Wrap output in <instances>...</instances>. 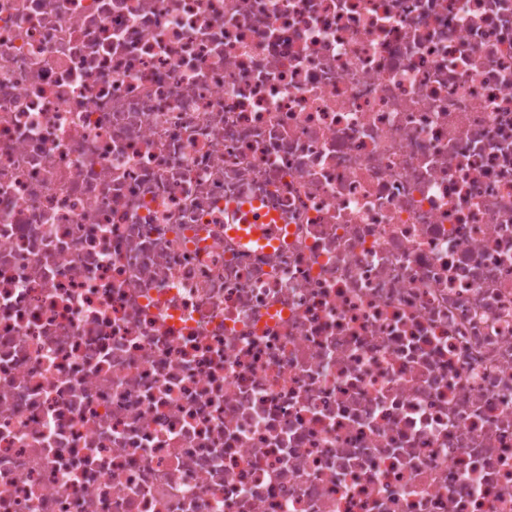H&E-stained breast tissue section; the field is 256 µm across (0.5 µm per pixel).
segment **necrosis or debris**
Masks as SVG:
<instances>
[{
	"mask_svg": "<svg viewBox=\"0 0 512 512\" xmlns=\"http://www.w3.org/2000/svg\"><path fill=\"white\" fill-rule=\"evenodd\" d=\"M0 512H512V0H0Z\"/></svg>",
	"mask_w": 512,
	"mask_h": 512,
	"instance_id": "4bbe7bcc",
	"label": "necrosis or debris"
}]
</instances>
